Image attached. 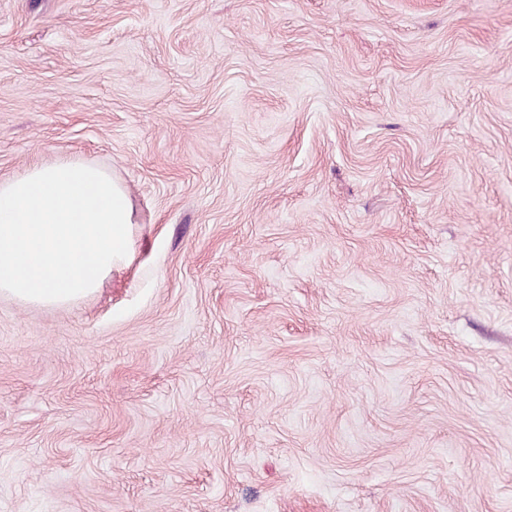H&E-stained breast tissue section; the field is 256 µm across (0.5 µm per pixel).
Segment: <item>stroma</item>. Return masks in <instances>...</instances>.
I'll return each instance as SVG.
<instances>
[{
    "instance_id": "1",
    "label": "stroma",
    "mask_w": 512,
    "mask_h": 512,
    "mask_svg": "<svg viewBox=\"0 0 512 512\" xmlns=\"http://www.w3.org/2000/svg\"><path fill=\"white\" fill-rule=\"evenodd\" d=\"M134 254L0 298V512H512V0H0V180Z\"/></svg>"
}]
</instances>
